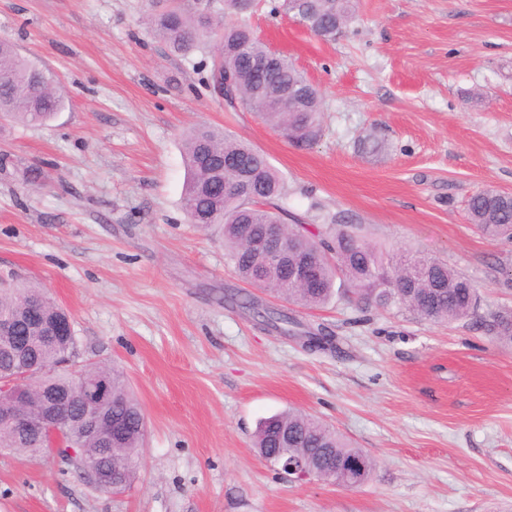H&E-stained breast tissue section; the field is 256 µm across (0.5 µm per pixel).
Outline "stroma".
<instances>
[{"instance_id":"35a3bbf8","label":"stroma","mask_w":512,"mask_h":512,"mask_svg":"<svg viewBox=\"0 0 512 512\" xmlns=\"http://www.w3.org/2000/svg\"><path fill=\"white\" fill-rule=\"evenodd\" d=\"M277 2L246 19L322 93L306 149L211 91L213 45L174 56L154 37L143 17L169 0H0V40L68 92L48 125H0V279L67 309L77 362L122 368L147 420L118 495L0 448V512H512V347L483 326L512 315V243L466 210L484 187L512 192V0H356L330 43ZM198 123L267 156L283 223L351 224L383 252L438 259L474 286L475 312L364 308L343 279L325 306L287 307L240 280L219 227L181 207ZM246 299L298 328L271 331ZM320 325L334 348L304 346ZM292 408L372 457L371 479L299 486L263 461L258 422Z\"/></svg>"}]
</instances>
